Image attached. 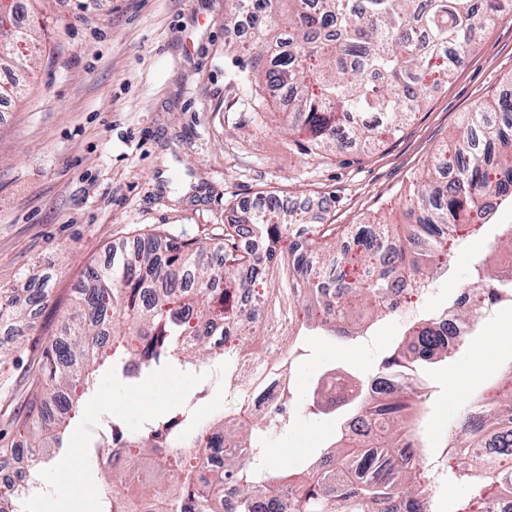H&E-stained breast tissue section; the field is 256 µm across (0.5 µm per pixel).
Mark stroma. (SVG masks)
Listing matches in <instances>:
<instances>
[{
    "instance_id": "stroma-1",
    "label": "stroma",
    "mask_w": 512,
    "mask_h": 512,
    "mask_svg": "<svg viewBox=\"0 0 512 512\" xmlns=\"http://www.w3.org/2000/svg\"><path fill=\"white\" fill-rule=\"evenodd\" d=\"M253 11L251 0H42L36 9L40 49L26 77L29 91L12 96L0 117V291L33 274L50 281L22 333L0 325V449L19 440L14 415L27 400L29 366L46 339L60 334L87 266L108 263L113 244L130 246L153 233L216 242L265 192L313 197L320 224L404 223L411 182L461 134L465 113L512 88L506 14L398 130L369 148L348 143L325 157L310 155L302 135L283 128V95L268 99L262 114L252 110L259 89L240 73L253 32L226 25ZM257 116L266 132L255 131ZM508 224L512 208L499 209L454 248L447 273L413 313L446 307ZM404 323L401 316L378 321L366 341H313L292 371L298 399L330 371L368 383ZM507 325L512 308L482 319L474 341L452 357L419 365L428 399L415 428L428 461L441 456L449 426L479 388L455 375L479 352L487 374L512 363V338L501 336ZM202 388V415L234 416L238 400L222 380L169 370L129 386L102 372L61 455L85 492L39 500L36 512H89L91 492L112 483L111 465L91 464L88 448L103 416L122 417L134 432ZM335 438L334 420L296 408L291 426L266 445V467L320 456Z\"/></svg>"
}]
</instances>
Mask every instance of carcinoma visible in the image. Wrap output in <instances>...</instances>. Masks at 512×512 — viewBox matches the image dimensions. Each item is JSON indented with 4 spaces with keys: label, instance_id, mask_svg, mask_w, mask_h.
<instances>
[{
    "label": "carcinoma",
    "instance_id": "carcinoma-1",
    "mask_svg": "<svg viewBox=\"0 0 512 512\" xmlns=\"http://www.w3.org/2000/svg\"><path fill=\"white\" fill-rule=\"evenodd\" d=\"M288 39L276 53L267 29L254 26L256 44L242 75L275 96L285 91L288 128L304 134L307 152L320 155L349 132L365 146L376 138L375 115L392 128L424 104L429 83L450 81L472 47L475 31L492 25L509 0H290ZM13 28L0 48V67L23 73L19 41L34 42L18 13L0 15V30ZM462 140L438 150L413 183L407 222L363 224L352 233L322 224L307 233L305 209L279 195L260 198L224 225V241L208 246L156 235L134 251H115L112 263L88 268L64 325V338L43 348L19 418L26 447H63L71 413L96 388L99 369L126 384L173 368L198 372L219 360L224 389L244 394L247 382L263 385L264 371L288 378L293 405L292 354L311 336L355 339L358 329L392 315V289L420 288L447 271L445 243L467 225L486 224L496 203L512 205V94L478 102L464 119ZM245 235L263 243L260 253L239 247ZM476 262V278L464 286L470 308L457 312L467 335L448 344L428 326L433 317L407 325L378 372L403 379L391 394L356 388L333 397L317 387L310 414H336L334 449L314 462L272 474L260 463L261 441L286 423L254 421L238 407L230 421L202 419L196 400L173 407L132 434L124 421L107 419L92 457L122 459L119 481L142 484V464L154 474L149 493L109 498L105 512H225L224 485L236 486L240 512H283L282 485L293 488L288 512H437L436 488L454 482L466 492L454 512H512V367L468 401L448 430L445 463H429L422 451L395 452L407 433L402 423L423 409L409 373L420 361L447 358L470 344L478 330L472 311L484 305L494 278ZM49 277L32 275L0 297V324L21 330L27 308L45 297ZM276 339L280 366L260 365L250 378L238 363ZM355 418L377 430L375 445L347 438L343 423Z\"/></svg>",
    "mask_w": 512,
    "mask_h": 512
}]
</instances>
